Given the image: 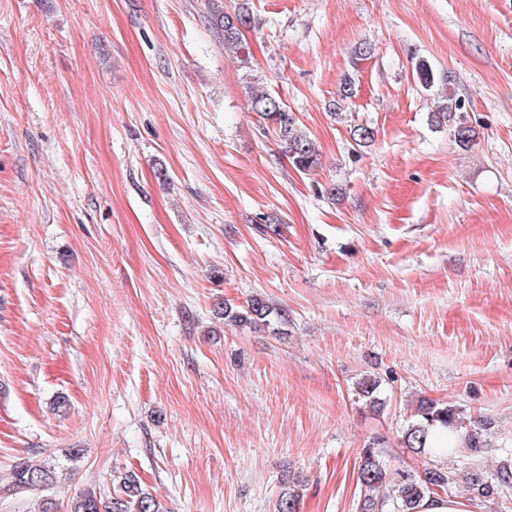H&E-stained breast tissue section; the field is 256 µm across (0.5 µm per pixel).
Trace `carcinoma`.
Instances as JSON below:
<instances>
[{"label":"carcinoma","instance_id":"cac0c4a2","mask_svg":"<svg viewBox=\"0 0 512 512\" xmlns=\"http://www.w3.org/2000/svg\"><path fill=\"white\" fill-rule=\"evenodd\" d=\"M209 13L212 26L224 41V50L240 57L244 46L241 36L246 25V14L242 12L227 13L221 0H209ZM415 70L421 86L432 89L436 84L445 81L444 76L437 74L428 61L421 59L416 62ZM355 96V82L346 75L341 80L337 91L336 108ZM251 109L260 118L277 128L284 151L293 166L306 172L319 164V151L315 141L296 123L292 113L283 101L269 93H257L252 97ZM462 104L455 93L450 91L442 95V103L433 114L435 122L450 126L451 136L455 144L462 148L471 147L478 138V132L470 125L467 116L461 112ZM224 321L234 326H253L267 321L272 314L271 307L261 298H253L243 306L229 303L220 307ZM379 381L369 376L361 379L356 386L359 398L366 405L377 408L382 405L378 395ZM441 426L449 429H461L459 417L454 408L433 400H421L416 407L415 419L407 427L403 435L405 447L417 454L426 452L428 441L434 428ZM358 481L365 490L363 509L371 512L376 504L377 494L390 484L386 465L379 455L366 449L358 468ZM455 481L454 476L440 468H426L423 473L404 474L398 484L396 504L397 512H417L419 504L431 495L448 491ZM56 482L54 470L44 463L21 460L10 468L0 471V497L17 498L40 496ZM470 495L474 498H486L494 494V486L485 480L479 471H471L466 478ZM300 491L297 487L285 485V489L277 504V512H297ZM67 512H168L161 502L146 492L138 478L126 474L117 484L112 496L103 501L91 493H82L67 505Z\"/></svg>","mask_w":512,"mask_h":512}]
</instances>
